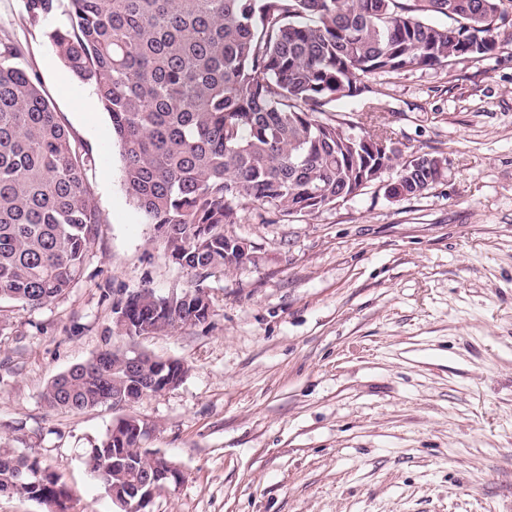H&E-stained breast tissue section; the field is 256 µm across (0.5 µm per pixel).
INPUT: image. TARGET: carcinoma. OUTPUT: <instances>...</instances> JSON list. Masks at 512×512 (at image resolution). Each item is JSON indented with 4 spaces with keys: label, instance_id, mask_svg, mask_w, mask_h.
<instances>
[{
    "label": "carcinoma",
    "instance_id": "1",
    "mask_svg": "<svg viewBox=\"0 0 512 512\" xmlns=\"http://www.w3.org/2000/svg\"><path fill=\"white\" fill-rule=\"evenodd\" d=\"M58 0H25L31 22ZM50 33L66 67L95 85L120 144L125 191L172 262L197 272L189 288L127 297L121 333L151 336L213 314L204 281L226 269L224 225L248 201L279 217L359 195L396 154L373 135L336 138L322 118L350 100L372 104L374 76L447 67L493 54L512 29V0H69ZM447 23H442V20ZM0 51V299L40 308L83 272L101 216L87 172L36 76ZM429 153L402 165L403 199L437 178ZM159 363L135 371L107 351L55 376L42 398L81 411L155 391ZM146 431L124 420L83 452L107 493L153 467ZM0 491L69 512L61 476L36 454L0 452Z\"/></svg>",
    "mask_w": 512,
    "mask_h": 512
}]
</instances>
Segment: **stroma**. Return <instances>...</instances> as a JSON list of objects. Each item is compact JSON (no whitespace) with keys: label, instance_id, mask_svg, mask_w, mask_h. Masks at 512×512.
Here are the masks:
<instances>
[{"label":"stroma","instance_id":"1","mask_svg":"<svg viewBox=\"0 0 512 512\" xmlns=\"http://www.w3.org/2000/svg\"><path fill=\"white\" fill-rule=\"evenodd\" d=\"M68 5L34 24L24 0H0V43L20 48L94 157L101 214L65 295L37 309L0 301V447L57 469L70 512H115L82 454L126 414L182 473L150 512H512V44L384 80L376 111L340 106L391 134L398 163L442 159L441 181L393 200L392 168L361 195L279 221L242 203L224 231L255 260L211 272L209 321L131 340L114 299L197 276L165 257L124 190L94 86L50 43ZM130 348L188 373L124 409L44 406L54 376Z\"/></svg>","mask_w":512,"mask_h":512}]
</instances>
